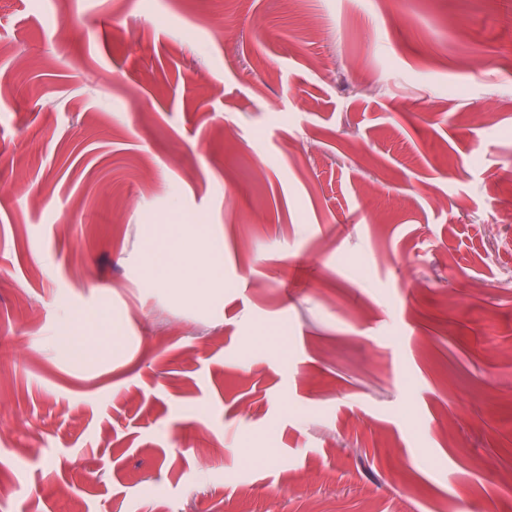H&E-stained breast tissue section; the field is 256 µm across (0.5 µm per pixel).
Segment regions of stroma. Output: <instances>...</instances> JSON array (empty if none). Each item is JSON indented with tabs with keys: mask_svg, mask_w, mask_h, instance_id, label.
I'll return each instance as SVG.
<instances>
[{
	"mask_svg": "<svg viewBox=\"0 0 512 512\" xmlns=\"http://www.w3.org/2000/svg\"><path fill=\"white\" fill-rule=\"evenodd\" d=\"M511 58L512 0H0V512H512ZM171 266H174L180 274L200 286H205L220 280V273L217 271L215 257L211 262L205 263L200 267L190 260L182 259L178 255L175 257V253H171L162 269Z\"/></svg>",
	"mask_w": 512,
	"mask_h": 512,
	"instance_id": "1",
	"label": "stroma"
}]
</instances>
